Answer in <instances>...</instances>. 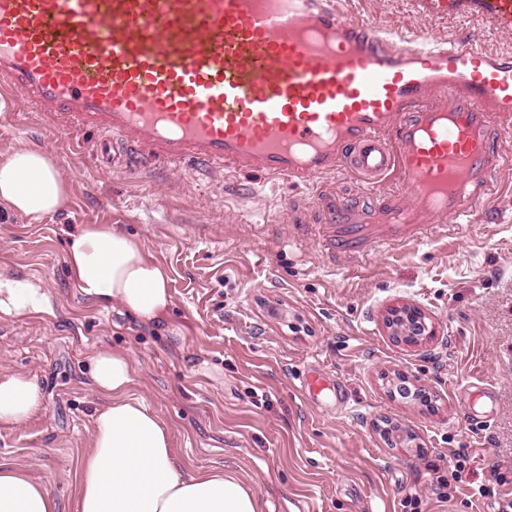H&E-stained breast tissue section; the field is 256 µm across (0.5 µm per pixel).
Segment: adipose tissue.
I'll use <instances>...</instances> for the list:
<instances>
[{"label":"adipose tissue","instance_id":"ef3b65f1","mask_svg":"<svg viewBox=\"0 0 512 512\" xmlns=\"http://www.w3.org/2000/svg\"><path fill=\"white\" fill-rule=\"evenodd\" d=\"M68 187L53 159L17 148L0 157V204L35 220L60 211ZM68 264L80 294L117 303L140 322L159 323L171 305L170 275L138 238L108 224L72 234ZM91 379L105 404L94 416L90 451L79 472L78 512H258L251 487L236 475L182 473L167 423L131 396L133 366L125 352L97 351ZM42 407L35 381L0 373V427L29 420ZM45 484L27 470L0 464V512H58Z\"/></svg>","mask_w":512,"mask_h":512}]
</instances>
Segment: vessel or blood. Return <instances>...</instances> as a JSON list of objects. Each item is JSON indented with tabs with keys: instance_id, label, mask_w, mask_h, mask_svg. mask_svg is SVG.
I'll list each match as a JSON object with an SVG mask.
<instances>
[{
	"instance_id": "vessel-or-blood-1",
	"label": "vessel or blood",
	"mask_w": 512,
	"mask_h": 512,
	"mask_svg": "<svg viewBox=\"0 0 512 512\" xmlns=\"http://www.w3.org/2000/svg\"><path fill=\"white\" fill-rule=\"evenodd\" d=\"M425 22L512 34V0H410ZM0 84L99 162L198 164L308 187L328 259L473 223L512 168V55L404 38L350 0H0ZM344 169L373 199L323 175ZM309 398L321 372L304 380Z\"/></svg>"
}]
</instances>
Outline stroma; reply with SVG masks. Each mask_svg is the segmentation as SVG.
I'll return each instance as SVG.
<instances>
[{
  "mask_svg": "<svg viewBox=\"0 0 512 512\" xmlns=\"http://www.w3.org/2000/svg\"><path fill=\"white\" fill-rule=\"evenodd\" d=\"M353 7L413 39L469 33L512 53V34L468 18L425 22L410 0ZM98 139L53 130L0 95V155L45 151L69 187L66 208L37 221L0 205V289L23 277L44 296L41 311L0 313V372L29 375L42 395L31 419L0 427V463L77 512L104 403L91 357L113 349L132 359V395L169 424L182 471L237 473L260 512H406L411 498L418 512H497L512 494V188L484 204L487 220L332 263L294 234L286 207L301 189L190 164L115 171L99 165ZM84 224L139 237L168 269L172 306L159 324L80 295L66 249ZM404 304L430 318L432 342L388 336L383 318ZM316 368L343 383V407L328 390L303 397ZM397 371L429 387L432 407L388 394ZM386 420L412 430V449L380 434ZM461 448L470 461L446 501L436 474Z\"/></svg>",
  "mask_w": 512,
  "mask_h": 512,
  "instance_id": "stroma-1",
  "label": "stroma"
}]
</instances>
